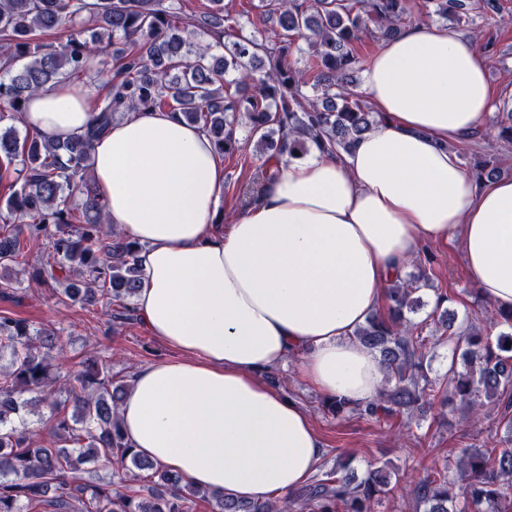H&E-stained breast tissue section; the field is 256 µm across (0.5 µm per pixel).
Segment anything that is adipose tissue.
<instances>
[{"mask_svg":"<svg viewBox=\"0 0 512 512\" xmlns=\"http://www.w3.org/2000/svg\"><path fill=\"white\" fill-rule=\"evenodd\" d=\"M488 66L448 27H404L364 72L379 122L341 157L284 155L231 224L216 221L224 167L199 126L137 111L95 141L93 187L139 246L137 317L176 353L131 380L119 408L131 448L212 495L272 501L307 483L325 449L264 373L295 358L322 395L372 399L383 369L354 332L425 243L458 240L484 299L512 308V178L477 184L448 148L486 129ZM93 109L64 83L23 119L63 140Z\"/></svg>","mask_w":512,"mask_h":512,"instance_id":"obj_1","label":"adipose tissue"}]
</instances>
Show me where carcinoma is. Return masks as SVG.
<instances>
[{
	"mask_svg": "<svg viewBox=\"0 0 512 512\" xmlns=\"http://www.w3.org/2000/svg\"><path fill=\"white\" fill-rule=\"evenodd\" d=\"M199 14L164 6V0H0V120L20 121L31 96L60 82L96 77L93 60L112 50L106 94L82 133L52 139L35 128L19 136L0 130V155L20 159L13 191L0 208V288L27 247L48 260L34 268L35 281L62 303H119L117 318L133 320L141 283L135 244L112 234L105 204L90 172L93 144L116 115L136 110L178 112L211 137L217 153L232 158L253 146L258 180L280 173L285 151L309 148L349 152L379 119L351 88V75L366 66L354 49L364 40L395 38L412 15L413 0H258L254 31L231 25L224 0H208ZM471 0H422L420 15L459 23ZM66 31L47 44L42 37ZM207 35L211 41L198 39ZM309 54L292 60V45ZM490 123L512 144V110ZM249 128L241 139L240 125ZM422 274L386 289L385 313L372 314L356 339L379 355L385 384L364 404L327 399L339 416L370 420L408 417L438 398L455 399L480 414L492 400L504 405L505 439L491 451L465 447L455 469L436 461L415 486L422 512H512V310L494 313L495 338L472 324L456 327L444 298L423 322L448 336L414 335L410 315L424 306L414 293ZM59 336L45 327L0 313V512H192L213 501L212 512H376L391 491V474L369 464L358 476L350 458L336 463L273 503L218 498L156 466L128 446L118 410L129 388L115 380L112 361L90 353L68 376L58 374L52 351ZM453 344L448 394L430 379L429 351ZM50 410L51 439L27 423L32 406ZM115 466L120 481H142L136 492L114 482H88L87 466Z\"/></svg>",
	"mask_w": 512,
	"mask_h": 512,
	"instance_id": "cac0c4a2",
	"label": "carcinoma"
}]
</instances>
